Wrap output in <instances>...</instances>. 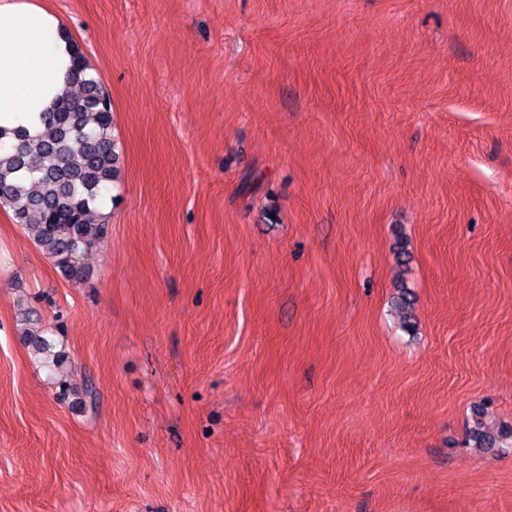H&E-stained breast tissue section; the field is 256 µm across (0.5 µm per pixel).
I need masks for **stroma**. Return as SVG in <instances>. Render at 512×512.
<instances>
[{
    "label": "stroma",
    "mask_w": 512,
    "mask_h": 512,
    "mask_svg": "<svg viewBox=\"0 0 512 512\" xmlns=\"http://www.w3.org/2000/svg\"><path fill=\"white\" fill-rule=\"evenodd\" d=\"M38 2L121 175L78 281L0 207V512H512V0ZM25 321L31 328L23 335L24 343L31 350L34 359L60 370L67 358L63 346H59L53 336H47L48 331L42 326L36 310L27 312ZM485 407L474 406L472 410V425L469 430V437L477 448H494L503 441L512 439V426H502L496 433L484 429L483 417Z\"/></svg>",
    "instance_id": "obj_1"
}]
</instances>
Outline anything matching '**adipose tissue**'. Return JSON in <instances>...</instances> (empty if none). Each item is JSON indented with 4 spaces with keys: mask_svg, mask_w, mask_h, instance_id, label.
I'll use <instances>...</instances> for the list:
<instances>
[{
    "mask_svg": "<svg viewBox=\"0 0 512 512\" xmlns=\"http://www.w3.org/2000/svg\"><path fill=\"white\" fill-rule=\"evenodd\" d=\"M71 67L57 17L35 0H0V128L38 134Z\"/></svg>",
    "mask_w": 512,
    "mask_h": 512,
    "instance_id": "ef3b65f1",
    "label": "adipose tissue"
}]
</instances>
